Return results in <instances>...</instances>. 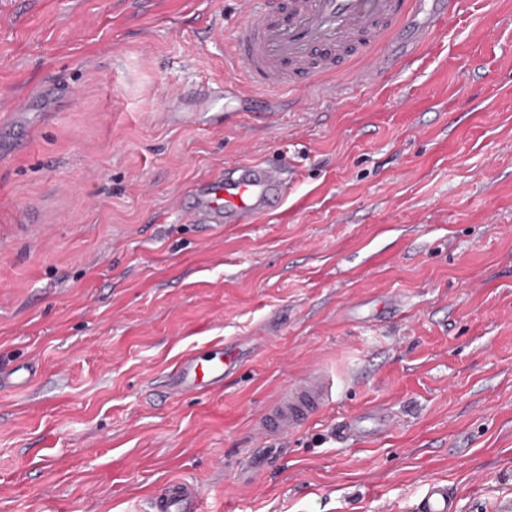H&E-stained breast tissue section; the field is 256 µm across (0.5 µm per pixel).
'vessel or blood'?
Here are the masks:
<instances>
[{"label":"vessel or blood","instance_id":"1","mask_svg":"<svg viewBox=\"0 0 512 512\" xmlns=\"http://www.w3.org/2000/svg\"><path fill=\"white\" fill-rule=\"evenodd\" d=\"M246 18L235 33L232 64L262 93L296 90L301 79L340 78L352 68L360 83L374 80L413 57L431 31L456 16L461 0H242ZM291 183L279 159L228 167L195 184L187 212L194 224H252L281 203ZM245 355L239 343L207 356L183 357L166 380L171 394L221 389ZM336 379L315 371L292 381L256 425L261 445L287 447L333 401ZM392 426L380 407L354 416L350 433L360 439ZM150 512H206L199 489L185 481L162 485ZM414 512H456L444 480L426 483Z\"/></svg>","mask_w":512,"mask_h":512}]
</instances>
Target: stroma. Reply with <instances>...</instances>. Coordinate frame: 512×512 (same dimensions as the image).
I'll use <instances>...</instances> for the list:
<instances>
[{"mask_svg":"<svg viewBox=\"0 0 512 512\" xmlns=\"http://www.w3.org/2000/svg\"><path fill=\"white\" fill-rule=\"evenodd\" d=\"M240 0H0V512H457L512 500V0H462L399 69L253 109L228 66ZM74 81L66 96L57 82ZM239 86L216 124L195 98ZM183 91L178 113L170 92ZM286 152L281 207L208 230L179 200ZM363 302L365 319L347 317ZM263 336L221 390L183 356ZM323 369L333 403L254 481L255 425ZM384 406L364 443L337 426ZM199 489L185 481H170L151 497L150 512H206ZM455 499L448 492L444 480H431L426 483L414 506L415 512H456Z\"/></svg>","mask_w":512,"mask_h":512,"instance_id":"stroma-1","label":"stroma"}]
</instances>
